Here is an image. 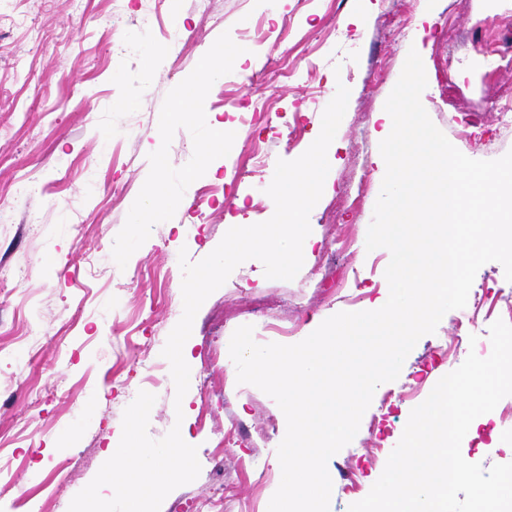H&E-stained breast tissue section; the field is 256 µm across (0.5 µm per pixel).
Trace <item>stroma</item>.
I'll use <instances>...</instances> for the list:
<instances>
[{
	"label": "stroma",
	"mask_w": 512,
	"mask_h": 512,
	"mask_svg": "<svg viewBox=\"0 0 512 512\" xmlns=\"http://www.w3.org/2000/svg\"><path fill=\"white\" fill-rule=\"evenodd\" d=\"M490 40L512 58V0H173L157 14L142 0H0V512H23L22 495L67 459L75 465L41 512L69 506L142 390L156 397L149 436L181 424L201 465L160 512H196L221 486L228 512H265L281 481L286 418L273 398L238 383L231 337L250 325L256 343L296 344L313 320L367 310L387 287L389 251L366 248L382 187L376 115L410 47L426 63L421 102L450 143L475 160L512 150V126L500 120L512 67L482 57ZM224 44L257 52L195 95L201 67ZM341 84L350 95L309 216L311 252L289 281L247 260L206 299L187 348L194 375L176 400L162 350L183 313L180 250L198 262L231 217H272L254 208L253 193L277 160L310 147ZM179 92L194 95L196 110L156 140ZM218 122L234 138L204 169L202 145ZM296 122L307 134L292 149ZM256 139L262 154L240 161ZM160 156L168 202L151 222L132 223ZM204 182L223 183L224 194L201 207ZM475 281L490 293L469 332L486 347L493 322L512 324V283L495 261ZM463 315L447 312L399 377L376 389L355 438L328 461L329 512L368 495L411 411L465 361ZM487 418L494 430L467 451L486 469L512 462V395ZM73 429L77 444H64ZM228 433L237 447H222Z\"/></svg>",
	"instance_id": "stroma-1"
}]
</instances>
